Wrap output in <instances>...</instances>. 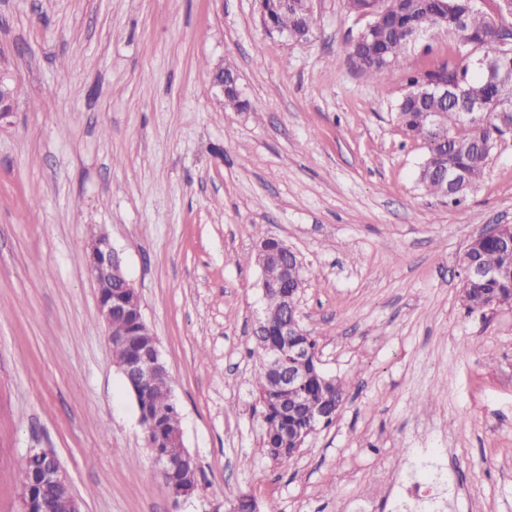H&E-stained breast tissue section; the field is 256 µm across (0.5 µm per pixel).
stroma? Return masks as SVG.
<instances>
[{
  "label": "stroma",
  "mask_w": 512,
  "mask_h": 512,
  "mask_svg": "<svg viewBox=\"0 0 512 512\" xmlns=\"http://www.w3.org/2000/svg\"><path fill=\"white\" fill-rule=\"evenodd\" d=\"M363 22L313 0L296 41L257 0H0L18 86L0 127V512L29 449L83 512H400L424 448L445 512H512V306L468 311L462 256L512 224V136L458 199L426 194L398 78L357 69ZM237 76L226 106L211 69ZM108 234L173 379L198 498L175 503L112 358L84 261ZM303 262L299 312L343 384L288 468L263 447L253 257Z\"/></svg>",
  "instance_id": "obj_1"
}]
</instances>
